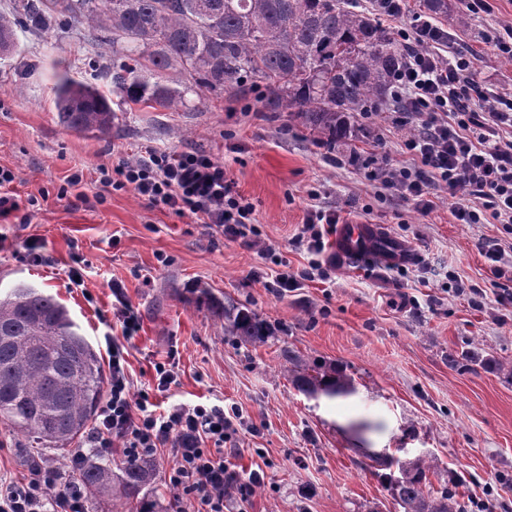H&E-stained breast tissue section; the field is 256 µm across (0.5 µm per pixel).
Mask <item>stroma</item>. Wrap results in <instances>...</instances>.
Returning <instances> with one entry per match:
<instances>
[{
    "mask_svg": "<svg viewBox=\"0 0 512 512\" xmlns=\"http://www.w3.org/2000/svg\"><path fill=\"white\" fill-rule=\"evenodd\" d=\"M450 2L467 20L462 27L442 19L450 51H475L479 75L512 93V62L484 42L512 22V0H493L489 15L469 12L466 0ZM16 32V49L0 53V166L14 172L9 189L20 205L0 216L1 294L21 283L52 294L101 351L105 333L119 325L111 285L120 283L141 324L128 345L136 388H152L154 363L172 353L177 383L159 395L162 407L238 406L240 453L229 463L243 474L258 464L266 472L252 512H404L376 460L382 452L403 461L426 452L436 489L460 475L455 490L465 512H477L487 482L512 485V377L455 363L471 344L483 357L512 362V323L495 322L494 299L477 311L452 289L458 275L466 287L489 290L475 242L510 243L512 231L453 223L442 188L435 210L421 215L348 162L363 151L402 159L400 144L418 127L393 131L387 115H361L330 148L288 113L263 111L262 82L251 77L238 92L189 95L176 111L113 93L111 134H80L61 124L52 88L62 72L105 88L81 31L56 24L55 49L45 32L23 25ZM153 146L198 147L223 162L236 191L254 204L262 238L291 268L308 261L288 242L313 189L321 205L350 209V222L383 226L413 259L391 273L378 253L347 256L330 282L273 295L251 277L273 258L133 192L104 190L99 166ZM78 169L83 184L60 196ZM27 241L41 262L27 255ZM75 265L80 288L69 279ZM208 296L257 312L271 326L268 341L235 342L223 314L205 306ZM289 355L343 370L352 392L304 396L282 371Z\"/></svg>",
    "mask_w": 512,
    "mask_h": 512,
    "instance_id": "stroma-1",
    "label": "stroma"
}]
</instances>
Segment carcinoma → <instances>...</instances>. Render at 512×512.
I'll list each match as a JSON object with an SVG mask.
<instances>
[{"label": "carcinoma", "mask_w": 512, "mask_h": 512, "mask_svg": "<svg viewBox=\"0 0 512 512\" xmlns=\"http://www.w3.org/2000/svg\"><path fill=\"white\" fill-rule=\"evenodd\" d=\"M14 0L0 14V52L15 42L16 27L48 29L58 14L83 28L91 42L112 50L102 66L110 84L133 102L176 109L187 94L238 89L244 79L264 81L266 112H288L332 139L346 134L356 114L385 111L392 74L406 49L349 0ZM180 67L172 87L163 72ZM61 123L79 133L112 129L108 96L61 76L54 87ZM239 342L265 343L266 322L239 307L226 316ZM294 369L303 395L352 391L343 372L320 366ZM106 375L95 346L82 336L66 306L50 294L19 285L0 297V423L28 444L65 451L86 431L104 402ZM80 468L76 476L96 496L133 498L152 476L140 462ZM427 457L417 455L402 473L389 474V492L406 512H463L449 487L428 489Z\"/></svg>", "instance_id": "cac0c4a2"}]
</instances>
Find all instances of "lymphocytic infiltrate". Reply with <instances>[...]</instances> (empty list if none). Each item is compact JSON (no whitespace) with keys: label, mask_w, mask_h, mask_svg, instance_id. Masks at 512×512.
I'll return each mask as SVG.
<instances>
[{"label":"lymphocytic infiltrate","mask_w":512,"mask_h":512,"mask_svg":"<svg viewBox=\"0 0 512 512\" xmlns=\"http://www.w3.org/2000/svg\"><path fill=\"white\" fill-rule=\"evenodd\" d=\"M377 11L393 21L392 34L409 51L390 85L401 108L392 115L396 126L420 123L418 135L403 142L409 164L371 170L398 197L422 215L436 207L433 192L448 191V211L458 224H512V96L479 82L471 56L448 57L442 48L418 49L433 28L430 21L404 25L408 0H373ZM103 187L131 190L149 206L191 216L231 240L258 247L252 225L255 207L238 194L223 163L199 148L146 149L144 155L100 167ZM341 211L310 206L301 231L293 238L306 250V266L275 270L266 288L284 296L303 282L329 281L339 264L329 254V235L344 223ZM112 294L119 306L120 335H105L110 379L108 394L96 422L75 449L70 469L40 460L16 478L0 479V512H88V493L76 471L81 465L113 456L149 462L168 455L165 476L169 512H249L256 486L265 473L243 476L227 463V443L237 433V410L213 404H175L156 412L154 392H166L176 381L174 360L154 363L156 389H136L127 371L125 350L138 321L120 287Z\"/></svg>","instance_id":"1"}]
</instances>
